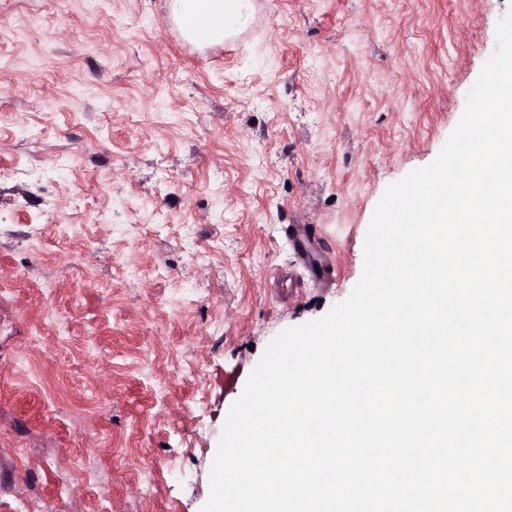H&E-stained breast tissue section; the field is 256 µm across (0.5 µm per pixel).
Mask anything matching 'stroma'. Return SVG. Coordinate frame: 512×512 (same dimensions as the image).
I'll return each mask as SVG.
<instances>
[{"mask_svg": "<svg viewBox=\"0 0 512 512\" xmlns=\"http://www.w3.org/2000/svg\"><path fill=\"white\" fill-rule=\"evenodd\" d=\"M253 3L198 48L169 0H0V512H201L267 344L349 295L512 9Z\"/></svg>", "mask_w": 512, "mask_h": 512, "instance_id": "obj_1", "label": "stroma"}]
</instances>
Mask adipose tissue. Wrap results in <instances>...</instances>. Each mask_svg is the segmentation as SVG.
<instances>
[{
    "label": "adipose tissue",
    "mask_w": 512,
    "mask_h": 512,
    "mask_svg": "<svg viewBox=\"0 0 512 512\" xmlns=\"http://www.w3.org/2000/svg\"><path fill=\"white\" fill-rule=\"evenodd\" d=\"M170 12L186 39L220 43L247 26L253 0H170Z\"/></svg>",
    "instance_id": "obj_1"
}]
</instances>
